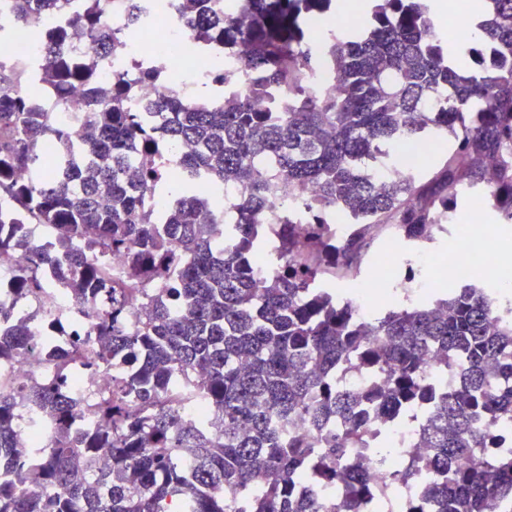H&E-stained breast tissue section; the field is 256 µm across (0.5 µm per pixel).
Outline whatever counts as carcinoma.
<instances>
[{"instance_id":"1","label":"carcinoma","mask_w":512,"mask_h":512,"mask_svg":"<svg viewBox=\"0 0 512 512\" xmlns=\"http://www.w3.org/2000/svg\"><path fill=\"white\" fill-rule=\"evenodd\" d=\"M60 2L16 0V14ZM97 2L71 27L41 33L44 72L26 81L29 89L0 67V197L28 218L0 217V253L29 255L19 296L47 300L50 269L91 320L54 380L0 391V456L36 424L24 405L37 404L54 424L33 459L42 487H25L16 467L0 481V512H175L181 501L189 512H322L315 489L343 476L336 512H360L371 488L362 472L345 470L351 453L367 447L361 406L404 420L424 403L431 412L421 439L432 457L404 473L425 481L404 512H512V453L487 451L492 426L512 419V326L494 327L481 287L467 282L430 303L366 318L353 300L321 286L332 270L360 268L373 227L393 224L405 241L424 240L457 204L460 183L485 185L480 195L499 221L512 223V0L466 9L464 26L495 55L480 68L467 65L471 42L452 41L441 28L434 0H372L366 33H348L332 48L336 93L322 96L303 86L308 57L295 46L303 36L295 17L324 11L329 0H251L253 25L243 37L260 80L211 105L162 92L152 105L162 122L153 128L130 108V84L93 78L97 58L125 38L106 29ZM179 15L195 33L221 25L209 0H180ZM72 27L90 40L82 67L63 51ZM76 84L87 92L75 123H54L39 110L44 86L64 99ZM276 87L288 88V108L260 110L258 98ZM164 136L182 148L175 162L189 180L175 184L164 167L128 162L134 147L148 155ZM433 138L451 145L433 176H379L381 165L399 164L398 143ZM46 144L60 152L55 170L44 162ZM24 170L35 177L13 179ZM210 176L238 189L222 209L192 182ZM283 181L304 194L315 189L307 208L341 212L352 229L334 239L319 222L302 236L294 211L283 212L293 261L261 280L253 272L259 227ZM156 190L171 197L163 213L141 205ZM34 224L48 225L52 237L40 242ZM114 254L125 257L118 277L108 268ZM138 303L132 329L128 313ZM0 322L11 323L0 334V359L34 363L27 321L0 306ZM434 354L449 365L464 359L458 387L424 380L422 360ZM68 358L92 373L126 364L88 408L92 431L73 425ZM346 365L377 377L346 388ZM195 372L207 373L199 389L187 378ZM177 395L202 405L209 421L175 415ZM295 422L307 434L290 432ZM101 456L110 466L91 480ZM53 485L67 493L47 492Z\"/></svg>"}]
</instances>
